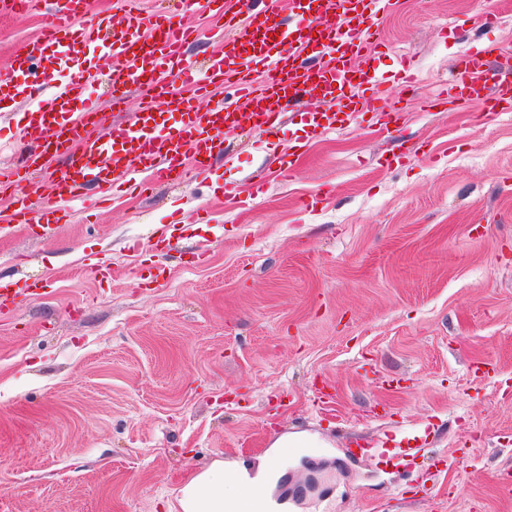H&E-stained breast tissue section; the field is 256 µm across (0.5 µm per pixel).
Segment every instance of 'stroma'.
<instances>
[{"instance_id":"35a3bbf8","label":"stroma","mask_w":512,"mask_h":512,"mask_svg":"<svg viewBox=\"0 0 512 512\" xmlns=\"http://www.w3.org/2000/svg\"><path fill=\"white\" fill-rule=\"evenodd\" d=\"M47 19L0 14V167L39 92L11 50ZM378 24L375 111L293 176L294 121L38 236L0 196V284L41 287L0 306V512H168L228 459L269 468L288 512H512V112L434 105L457 58H512V0H398ZM298 432L315 447L271 448ZM413 435L414 464H381Z\"/></svg>"}]
</instances>
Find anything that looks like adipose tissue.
Wrapping results in <instances>:
<instances>
[{"label": "adipose tissue", "mask_w": 512, "mask_h": 512, "mask_svg": "<svg viewBox=\"0 0 512 512\" xmlns=\"http://www.w3.org/2000/svg\"><path fill=\"white\" fill-rule=\"evenodd\" d=\"M249 483V475L243 468L227 470L218 465L204 470L181 488L179 512H268L269 501L251 493L225 498V488Z\"/></svg>", "instance_id": "adipose-tissue-1"}]
</instances>
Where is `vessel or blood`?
<instances>
[{
  "label": "vessel or blood",
  "mask_w": 512,
  "mask_h": 512,
  "mask_svg": "<svg viewBox=\"0 0 512 512\" xmlns=\"http://www.w3.org/2000/svg\"><path fill=\"white\" fill-rule=\"evenodd\" d=\"M215 22L224 47L203 69L187 60L184 48L196 30L170 18L142 15L136 0H122V26L85 19L86 0H51L50 17L40 34L13 52L12 72L50 80L62 63L84 49L102 47L112 57L111 90L114 103L135 91L139 110L131 122L101 125V105L88 90L95 80L91 62L73 66L68 80L49 95L38 96L24 111L21 137L27 148L17 163L0 169V191L25 176L48 170L56 160L64 165L53 181L52 204L41 217L45 225L64 221L69 203L88 192H106L119 181L151 170L155 178L183 177L184 157L197 169L213 165L224 153L225 133L248 124L278 134L287 113L300 115L298 142L336 130L356 111V101L329 109L337 86L357 77L359 84L378 80L367 63L366 49L375 38L374 13L390 11L393 0H376L377 12L355 11L350 0H290L287 16H280L277 0H193ZM496 46L460 57L458 96L482 103L489 111L512 110V77L492 72ZM264 74L257 85L256 74ZM176 75L198 94L211 87L232 88L231 97L208 111L195 110L189 99L165 94L164 78ZM322 110L309 112L308 100ZM178 113L176 125L161 127L160 110Z\"/></svg>",
  "instance_id": "b4317fda"
}]
</instances>
